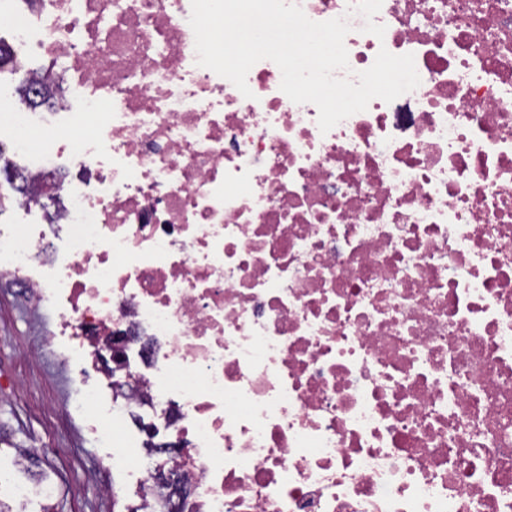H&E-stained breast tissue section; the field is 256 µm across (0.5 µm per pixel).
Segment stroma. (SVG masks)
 <instances>
[{"mask_svg": "<svg viewBox=\"0 0 512 512\" xmlns=\"http://www.w3.org/2000/svg\"><path fill=\"white\" fill-rule=\"evenodd\" d=\"M54 319L0 277V469L30 486L44 474L55 488L49 503L62 512H128L136 505L134 486L96 447L89 419L71 409L81 384L49 339ZM16 443L34 453L31 471L13 469ZM109 484L117 499L104 496Z\"/></svg>", "mask_w": 512, "mask_h": 512, "instance_id": "stroma-1", "label": "stroma"}]
</instances>
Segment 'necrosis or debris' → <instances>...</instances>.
<instances>
[{
    "label": "necrosis or debris",
    "instance_id": "obj_1",
    "mask_svg": "<svg viewBox=\"0 0 512 512\" xmlns=\"http://www.w3.org/2000/svg\"><path fill=\"white\" fill-rule=\"evenodd\" d=\"M295 2L419 86L324 134L273 61L248 98L198 65L191 0H0L61 86L46 122L0 99L54 197L0 274L120 388L77 407L144 494L125 408L169 412L184 512H512V0Z\"/></svg>",
    "mask_w": 512,
    "mask_h": 512
}]
</instances>
